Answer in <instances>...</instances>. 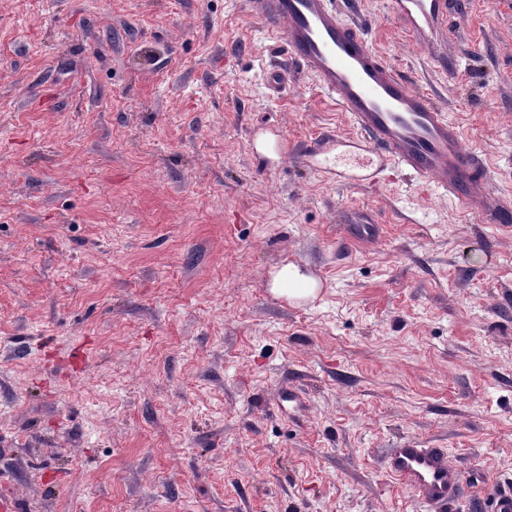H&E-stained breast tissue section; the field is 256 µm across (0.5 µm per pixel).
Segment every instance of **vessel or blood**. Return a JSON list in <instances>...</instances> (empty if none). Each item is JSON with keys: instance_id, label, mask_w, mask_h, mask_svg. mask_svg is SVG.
Listing matches in <instances>:
<instances>
[{"instance_id": "1", "label": "vessel or blood", "mask_w": 512, "mask_h": 512, "mask_svg": "<svg viewBox=\"0 0 512 512\" xmlns=\"http://www.w3.org/2000/svg\"><path fill=\"white\" fill-rule=\"evenodd\" d=\"M248 5L357 129L350 149L324 153L325 168L339 175L354 167L373 183L393 165L490 223L512 220V202L495 193L478 156L464 147L458 126L377 54L367 30L344 19L334 0H248ZM390 9L419 45L453 31L448 0H390ZM387 468L437 512L462 484L460 469L443 448L390 449Z\"/></svg>"}]
</instances>
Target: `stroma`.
Returning <instances> with one entry per match:
<instances>
[{
  "label": "stroma",
  "instance_id": "35a3bbf8",
  "mask_svg": "<svg viewBox=\"0 0 512 512\" xmlns=\"http://www.w3.org/2000/svg\"><path fill=\"white\" fill-rule=\"evenodd\" d=\"M450 2L430 47L388 0L336 5L512 198V0ZM257 126L287 147L253 152ZM324 136L357 132L246 0H0L17 512H428L386 472L405 445L460 468L447 512L512 488V227L406 174L337 181L301 154ZM286 265L315 297L272 293Z\"/></svg>",
  "mask_w": 512,
  "mask_h": 512
}]
</instances>
